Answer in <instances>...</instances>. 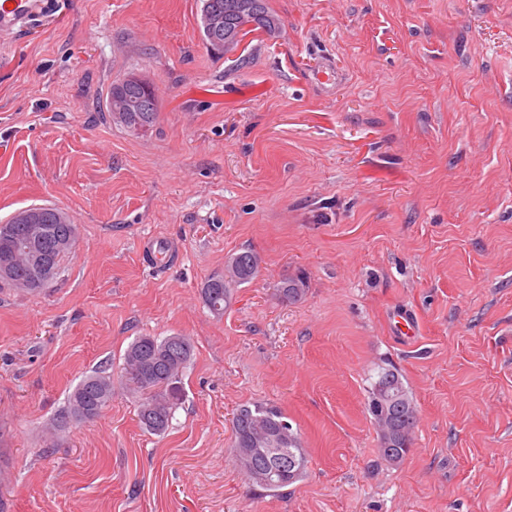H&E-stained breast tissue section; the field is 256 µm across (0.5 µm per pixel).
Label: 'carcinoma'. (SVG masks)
I'll use <instances>...</instances> for the list:
<instances>
[{
	"label": "carcinoma",
	"instance_id": "1",
	"mask_svg": "<svg viewBox=\"0 0 512 512\" xmlns=\"http://www.w3.org/2000/svg\"><path fill=\"white\" fill-rule=\"evenodd\" d=\"M214 15L222 18V37L238 39L248 34L245 27L270 33L279 25V17L271 11L268 0H202L201 19ZM25 242L24 225L7 221L0 224V256L14 254L11 273L0 275V290L18 289V283L31 277ZM260 258L247 250L231 256L227 273L208 279L201 288L204 304L215 315L224 314L235 288L254 280L259 274ZM307 278L301 273L288 276L277 285L278 298L288 304L304 297ZM173 353L165 351L169 338L139 336L129 345L124 356L122 377L138 398V419L143 427L162 434L170 426L174 408L180 403L179 376L191 360L194 346L185 337ZM112 399V374L95 371L84 377L68 395L65 406L53 420V427L63 431L72 423L71 417L88 412L91 418L100 415ZM368 411L373 422L384 420L380 427L379 451L389 448L395 463H401L412 445L417 422L416 405L397 370L380 368L374 383ZM236 465L249 482L267 492H277L297 481L306 472L307 457L300 438L276 406L252 403L239 406L233 414ZM249 448H287L293 465L287 459L250 454Z\"/></svg>",
	"mask_w": 512,
	"mask_h": 512
}]
</instances>
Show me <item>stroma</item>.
I'll return each instance as SVG.
<instances>
[{"mask_svg": "<svg viewBox=\"0 0 512 512\" xmlns=\"http://www.w3.org/2000/svg\"><path fill=\"white\" fill-rule=\"evenodd\" d=\"M268 4L279 31L228 54L201 0H65L0 52V223L48 205L79 228L49 288L0 291L9 512H512V0ZM131 73L158 100L142 135L107 112ZM248 249L258 277L212 314L203 283ZM142 335L194 345L161 435L121 373ZM387 366L418 411L396 465L366 410ZM100 367L107 407L49 433ZM256 402L308 459L275 493L230 454ZM307 278L302 273L285 277L277 285L278 298L283 303L293 304L302 300L306 293Z\"/></svg>", "mask_w": 512, "mask_h": 512, "instance_id": "stroma-1", "label": "stroma"}]
</instances>
